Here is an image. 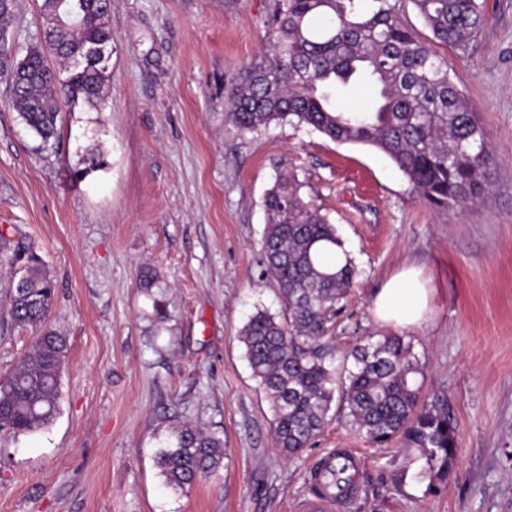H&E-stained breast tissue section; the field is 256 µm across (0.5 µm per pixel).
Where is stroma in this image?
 <instances>
[{
	"label": "stroma",
	"instance_id": "stroma-1",
	"mask_svg": "<svg viewBox=\"0 0 512 512\" xmlns=\"http://www.w3.org/2000/svg\"><path fill=\"white\" fill-rule=\"evenodd\" d=\"M271 4L111 0L103 98L64 106L42 153L0 80V233L43 261L55 284L46 325L69 345L55 420L0 430V512H292L312 467L339 448L355 453L358 491L334 512H512V0H484L477 39L443 51L495 157L488 197L457 215L426 205L375 148L225 121L224 83L263 49ZM41 5L15 0L17 52L39 37ZM90 148L107 167L77 178ZM288 170L359 269L324 339L337 356L392 333L371 300L403 265L434 288L430 321L404 336L422 397L445 401L456 428L447 481L423 476L402 440L354 434L336 406L310 446L277 447L240 332L257 310L283 309L257 259L263 197ZM13 274L0 264V376L39 334L11 323ZM187 423L222 438L226 456L175 493L154 459Z\"/></svg>",
	"mask_w": 512,
	"mask_h": 512
}]
</instances>
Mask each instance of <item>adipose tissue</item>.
I'll use <instances>...</instances> for the list:
<instances>
[{
  "instance_id": "1",
  "label": "adipose tissue",
  "mask_w": 512,
  "mask_h": 512,
  "mask_svg": "<svg viewBox=\"0 0 512 512\" xmlns=\"http://www.w3.org/2000/svg\"><path fill=\"white\" fill-rule=\"evenodd\" d=\"M432 294L421 270L409 266L380 289L371 301V311L380 322L418 328L428 320Z\"/></svg>"
}]
</instances>
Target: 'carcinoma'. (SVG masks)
<instances>
[{"mask_svg": "<svg viewBox=\"0 0 512 512\" xmlns=\"http://www.w3.org/2000/svg\"><path fill=\"white\" fill-rule=\"evenodd\" d=\"M359 0H274L265 51L224 85L226 115L242 134L272 124L307 126L328 139L364 145L387 155L420 198L438 211L461 212L490 190L494 160L487 133L448 72V60L423 42L400 6L374 0L368 14ZM432 42L464 49L485 17L478 0H411ZM110 0H43V39L22 58L0 45V78L36 148L55 146L59 93L69 102L97 106L107 80ZM366 77L377 88L369 110H341L339 87ZM106 168L100 152L86 150L74 175ZM293 172L280 174L266 192L268 217L260 251L261 275L283 300V319L257 311L241 331L245 358L270 403L277 444L294 455L308 447L340 394L346 424L378 446L404 440L436 480L445 479L457 452L454 427L442 404L421 399L422 374L404 337H368L334 365L321 345L336 323L357 267L322 209L301 193ZM24 263L9 313L19 327L44 323L54 289L34 253L12 249L9 263ZM67 338L43 329L28 357L0 378V430L33 433L59 412V373ZM224 441L186 424L155 456L165 486L181 491L216 470Z\"/></svg>", "mask_w": 512, "mask_h": 512, "instance_id": "1", "label": "carcinoma"}]
</instances>
